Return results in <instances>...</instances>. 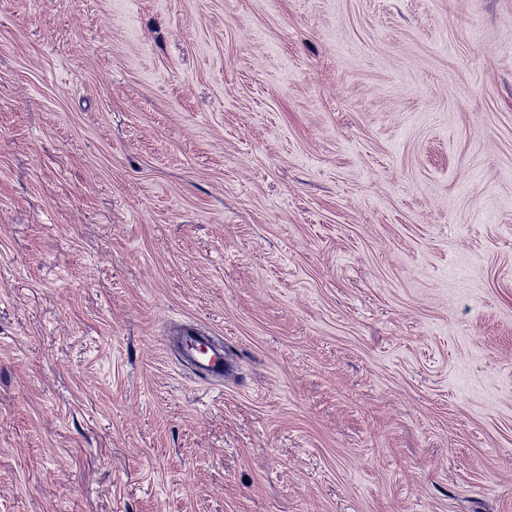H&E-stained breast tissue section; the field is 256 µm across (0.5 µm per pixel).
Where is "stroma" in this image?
I'll use <instances>...</instances> for the list:
<instances>
[{"mask_svg": "<svg viewBox=\"0 0 512 512\" xmlns=\"http://www.w3.org/2000/svg\"><path fill=\"white\" fill-rule=\"evenodd\" d=\"M0 512H512V0H0ZM180 344L195 366L199 376H221L224 373V350L217 348L194 326H181L176 330Z\"/></svg>", "mask_w": 512, "mask_h": 512, "instance_id": "obj_1", "label": "stroma"}]
</instances>
